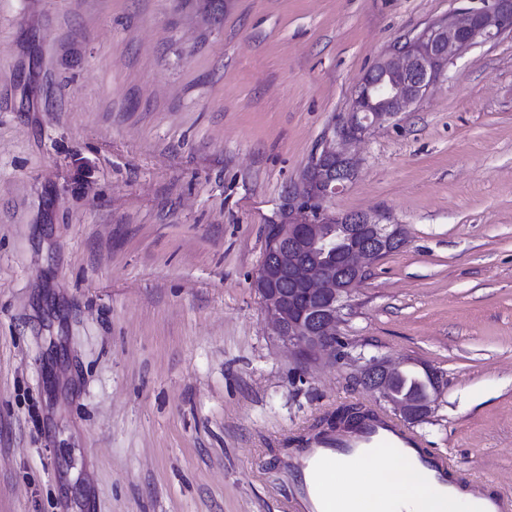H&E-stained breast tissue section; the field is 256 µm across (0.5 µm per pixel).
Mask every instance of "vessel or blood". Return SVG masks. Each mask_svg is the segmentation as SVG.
Wrapping results in <instances>:
<instances>
[{"label":"vessel or blood","mask_w":512,"mask_h":512,"mask_svg":"<svg viewBox=\"0 0 512 512\" xmlns=\"http://www.w3.org/2000/svg\"><path fill=\"white\" fill-rule=\"evenodd\" d=\"M283 461L279 478L288 487L286 512H330L331 499L319 475L339 460H369L375 449L391 448L418 468L447 497L464 498L473 512H512V496L478 478H458L447 455L425 448L422 439L383 411L347 427L300 435Z\"/></svg>","instance_id":"obj_1"}]
</instances>
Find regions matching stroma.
Listing matches in <instances>:
<instances>
[{
    "instance_id": "stroma-1",
    "label": "stroma",
    "mask_w": 512,
    "mask_h": 512,
    "mask_svg": "<svg viewBox=\"0 0 512 512\" xmlns=\"http://www.w3.org/2000/svg\"><path fill=\"white\" fill-rule=\"evenodd\" d=\"M462 0H0V512H283L353 355L441 378L427 448L512 495V33L357 145L333 214L406 233L306 365L253 282L394 43Z\"/></svg>"
}]
</instances>
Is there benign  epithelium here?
Instances as JSON below:
<instances>
[{
  "label": "benign epithelium",
  "mask_w": 512,
  "mask_h": 512,
  "mask_svg": "<svg viewBox=\"0 0 512 512\" xmlns=\"http://www.w3.org/2000/svg\"><path fill=\"white\" fill-rule=\"evenodd\" d=\"M436 20L404 44L390 47L372 67L352 99L341 128L324 137L315 160L288 196V212L274 225L266 258L254 287L275 336L308 363L336 355L342 345L340 310L366 268L384 253L406 243L404 229L384 224L370 213L335 215L320 210L358 177V161L350 146L379 125L408 112L448 68L476 44L512 30V0H479ZM360 379L366 390L407 424L428 420L440 389L437 374L421 364L418 375L427 392L408 398L396 391L403 366L383 356L359 355Z\"/></svg>",
  "instance_id": "obj_1"
}]
</instances>
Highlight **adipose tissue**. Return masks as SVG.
I'll use <instances>...</instances> for the list:
<instances>
[{
    "label": "adipose tissue",
    "mask_w": 512,
    "mask_h": 512,
    "mask_svg": "<svg viewBox=\"0 0 512 512\" xmlns=\"http://www.w3.org/2000/svg\"><path fill=\"white\" fill-rule=\"evenodd\" d=\"M322 486L335 492L334 512H468V502L440 501L418 472L388 451L369 463L344 461L322 471Z\"/></svg>",
    "instance_id": "obj_1"
}]
</instances>
